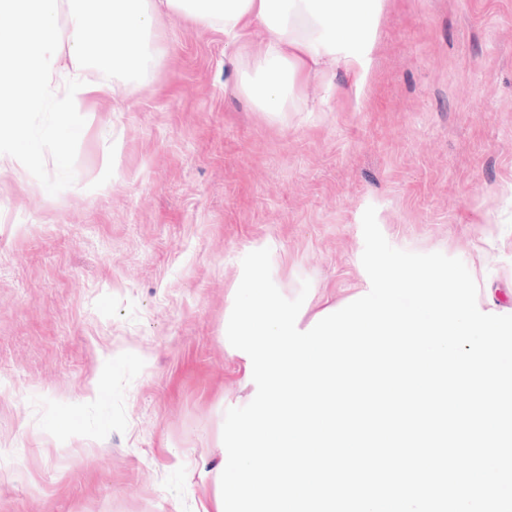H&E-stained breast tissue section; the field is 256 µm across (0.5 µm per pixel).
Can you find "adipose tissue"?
Segmentation results:
<instances>
[{
	"label": "adipose tissue",
	"instance_id": "obj_1",
	"mask_svg": "<svg viewBox=\"0 0 512 512\" xmlns=\"http://www.w3.org/2000/svg\"><path fill=\"white\" fill-rule=\"evenodd\" d=\"M383 0H0V173L25 169L42 144L64 149L68 113L116 97L115 73L142 78L158 61L156 28L170 15L224 34L242 63L240 87L278 117L315 76H344L361 92L378 42ZM265 37L252 45L254 29ZM56 112L37 133L25 116Z\"/></svg>",
	"mask_w": 512,
	"mask_h": 512
}]
</instances>
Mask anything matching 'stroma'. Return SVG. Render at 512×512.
<instances>
[{"label":"stroma","mask_w":512,"mask_h":512,"mask_svg":"<svg viewBox=\"0 0 512 512\" xmlns=\"http://www.w3.org/2000/svg\"><path fill=\"white\" fill-rule=\"evenodd\" d=\"M161 59L81 136L0 174V512H195L227 409L241 261L304 311L365 284L362 215L460 258L512 308V0H384L365 91L272 118L222 32L162 17Z\"/></svg>","instance_id":"obj_1"}]
</instances>
